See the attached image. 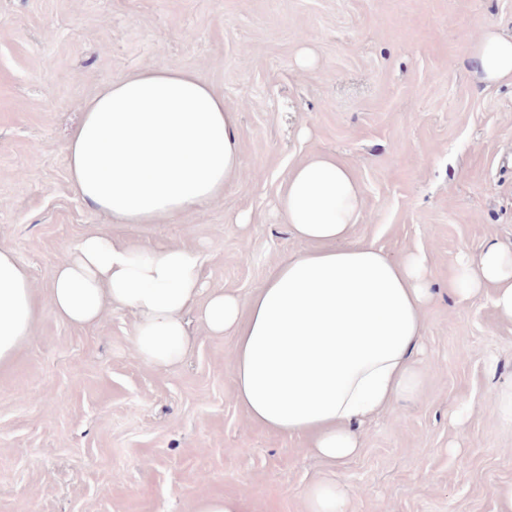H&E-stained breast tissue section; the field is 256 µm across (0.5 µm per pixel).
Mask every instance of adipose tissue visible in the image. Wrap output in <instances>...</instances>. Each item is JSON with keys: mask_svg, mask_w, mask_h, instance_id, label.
I'll use <instances>...</instances> for the list:
<instances>
[{"mask_svg": "<svg viewBox=\"0 0 512 512\" xmlns=\"http://www.w3.org/2000/svg\"><path fill=\"white\" fill-rule=\"evenodd\" d=\"M468 65L483 84H512V34L478 26ZM237 128V113L194 73L142 68L83 105L65 146L71 187L117 224L174 220L223 197L238 177ZM362 208L348 164L320 155L298 164L278 210L306 248L244 297H203L194 248L96 232L54 266L42 306L14 252L0 248V368L16 359L42 312L83 326L110 307L132 314L141 362L168 369L188 351L183 315L195 308L209 333L236 338L230 368L250 422L345 462L361 450L355 424L420 395L415 357L432 300L425 254L395 263L352 240ZM449 287L465 298L492 289L512 321V248L489 240L478 254L458 255ZM304 512H348L347 495L337 483L313 482Z\"/></svg>", "mask_w": 512, "mask_h": 512, "instance_id": "obj_1", "label": "adipose tissue"}]
</instances>
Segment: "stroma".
<instances>
[{
  "mask_svg": "<svg viewBox=\"0 0 512 512\" xmlns=\"http://www.w3.org/2000/svg\"><path fill=\"white\" fill-rule=\"evenodd\" d=\"M480 24L512 33V0H0V247L40 300L55 264L109 222L70 184L81 108L147 66L195 72L223 96L241 170L223 199L125 234L198 248L207 290L247 295L302 249L275 211L281 184L330 154L362 190L355 238L396 261L427 253L434 288L423 394L367 424L340 465L249 422L228 367L235 340L196 312L188 354L165 370L136 358L128 312L90 327L43 313L0 369V512H192L202 495L303 512L317 480L341 485L349 512H499L512 321L491 292L448 291L460 252L512 247V84L467 70Z\"/></svg>",
  "mask_w": 512,
  "mask_h": 512,
  "instance_id": "stroma-1",
  "label": "stroma"
}]
</instances>
